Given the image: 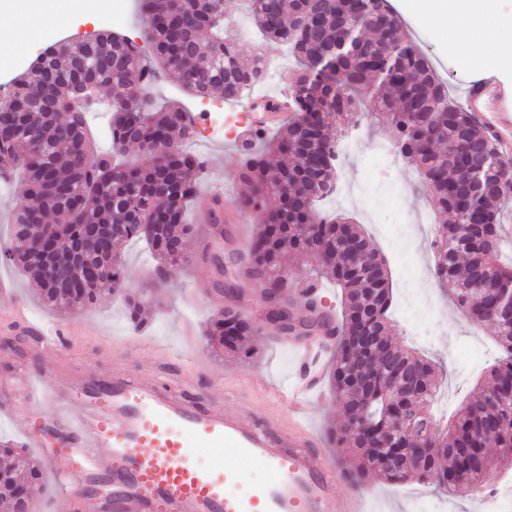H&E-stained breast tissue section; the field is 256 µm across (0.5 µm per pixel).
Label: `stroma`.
Returning <instances> with one entry per match:
<instances>
[{"label": "stroma", "mask_w": 512, "mask_h": 512, "mask_svg": "<svg viewBox=\"0 0 512 512\" xmlns=\"http://www.w3.org/2000/svg\"><path fill=\"white\" fill-rule=\"evenodd\" d=\"M107 27L125 35L143 55H150L151 46L143 37L137 4L135 0H125V9L118 22L108 24L100 16L92 22L74 18L49 28L42 38L20 42L8 61H0V96L10 94L15 80L51 42L82 39ZM407 34L447 82L450 97L459 98L463 77L483 75L484 70L478 63L452 58L445 37L437 30L412 23ZM153 93L158 101H179L192 113L196 121V136L188 150L206 161V167L199 176V191L203 194L221 193L225 207H232L234 199L246 193L247 186L239 177L238 167L226 165L224 158L228 155L242 157L258 145L255 138L246 134L254 118L250 100L229 103L217 94L199 99L182 92L175 78L164 72L155 78ZM218 107L234 113L236 122L224 137L213 138L202 119L205 112ZM349 134L360 138L362 147L356 156L343 160L338 170L339 178L353 188L354 194L337 202L336 212L354 218L371 238H378L377 228L363 204V195L374 192L383 178L398 188L395 204L403 215L413 216L421 210H432L431 197L421 178L405 161L396 160L384 177L372 165L370 154L375 144L391 139L384 115H376L370 121L361 120ZM185 221L195 228L194 235L185 244L187 261L159 289L158 300L145 301L143 326L132 324L124 295L106 294L104 301L94 308L75 313L65 314L50 309L41 303L26 276L14 266L2 262L0 308L19 301L45 319L69 325L84 361L95 367L115 362L127 375L138 376L149 366L156 365L172 376L190 380L186 396L196 407L206 408L222 400L225 389L231 387L251 412L263 413L267 405L262 386L278 384L280 379L294 373V358L287 345L282 343L280 334L267 327L258 337L257 354L249 360L217 354L208 344L205 327L224 306L247 303L246 318L259 322L263 288L255 281L242 280L238 282L235 294L218 293L213 286L216 271L211 262V224L207 205L199 201L190 206ZM409 260L418 269L412 282L419 291L417 313L421 316L433 314L440 336L435 347H427L413 335L410 320L398 315L394 318L396 328L392 341L397 345L428 350L441 364L442 382L452 393L455 404H462L477 392L482 381L481 374H472L461 368L465 358L474 352L470 349V342L475 338L481 339L482 344L475 352L479 353L482 363H490L496 356L494 330L485 323L475 324L458 312L453 304V286L431 277L434 258L431 251L425 250L422 240H415ZM319 387L322 399L309 414L319 448L331 462L353 470L349 452L337 448L331 435L332 427L342 421L339 405L327 381H320ZM340 489L344 492L363 491L374 512H422L423 505L428 502L435 504L437 512H475L472 498L451 496L434 486L411 480L389 485L366 475L341 484Z\"/></svg>", "instance_id": "stroma-1"}]
</instances>
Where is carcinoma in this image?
<instances>
[{"label": "carcinoma", "instance_id": "1", "mask_svg": "<svg viewBox=\"0 0 512 512\" xmlns=\"http://www.w3.org/2000/svg\"><path fill=\"white\" fill-rule=\"evenodd\" d=\"M146 40L155 64L140 57L125 37L104 30L92 40H66L44 49L18 79L12 95L0 99L10 127L0 136V179L24 175L22 201L11 224V237L0 241V260L21 269L38 287L48 306L76 311L99 303L108 284L124 291L125 264L118 247L144 242L156 261L147 290L164 286L183 252L166 248L194 233L184 211L197 195L196 164L183 144L195 135L186 109L158 107L145 76L153 66L177 74L189 93L204 98L218 93L226 102L252 96L263 82L262 53L245 67L244 45L224 33V0H139ZM249 14L269 47L284 45L300 63L290 90L266 101L271 111L288 115L268 145L247 157L241 174L249 193L236 200L242 209L262 212L247 255L224 265L215 259L222 279L245 278L266 285L265 320L291 315L303 307L313 325L330 323L311 283L297 300L288 297L285 261L310 258L322 274L344 290L341 325L334 327L329 381L343 415L337 443L358 449L360 471L395 484L398 475L455 493V480L444 460L453 456L477 492L486 490L485 474L512 458V314L499 304V290L512 289V264L500 263V211L512 203V159L492 167L504 179L503 190L474 200L469 170L455 152L464 145L474 162L486 163L482 148L488 131L465 108L448 98V85L429 59L402 33L401 20L372 0H245ZM374 87L373 111L387 115L395 147L424 179L440 213L451 222L435 225L431 242L433 275L455 284L457 310L475 323L496 328L499 356L486 368L484 388L456 412L434 447L408 463L402 448L391 444L388 430L407 403L394 374L413 375L420 392L404 439L429 428L423 415L437 387V361L389 339L392 293L383 258L359 225L343 215H323L317 203L333 193L336 156L329 119L340 127L353 121L355 92ZM116 92L110 112L113 152L137 144L141 160L125 169L133 181L112 176V152H99L83 114L70 108L81 90ZM140 100L143 109L127 105ZM171 149L159 155L155 143ZM274 196L279 204L268 209ZM320 225L316 238L307 225ZM255 326L233 307L220 309L208 336L227 352L245 359L247 338ZM498 448V457L487 449ZM13 458L0 467V502L13 512H32L29 496L17 487L41 469L21 449L0 443Z\"/></svg>", "mask_w": 512, "mask_h": 512}]
</instances>
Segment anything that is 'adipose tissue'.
<instances>
[{
  "instance_id": "obj_1",
  "label": "adipose tissue",
  "mask_w": 512,
  "mask_h": 512,
  "mask_svg": "<svg viewBox=\"0 0 512 512\" xmlns=\"http://www.w3.org/2000/svg\"><path fill=\"white\" fill-rule=\"evenodd\" d=\"M502 0H417L415 21L443 32L451 49L462 57L483 59L485 66L512 70V50L499 41L512 30V11ZM76 0H0V57L15 41L39 24L64 22L76 10Z\"/></svg>"
}]
</instances>
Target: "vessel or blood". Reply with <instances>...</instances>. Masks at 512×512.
<instances>
[{"label": "vessel or blood", "instance_id": "1", "mask_svg": "<svg viewBox=\"0 0 512 512\" xmlns=\"http://www.w3.org/2000/svg\"><path fill=\"white\" fill-rule=\"evenodd\" d=\"M462 88L468 112L511 153L512 107L498 100L489 79L469 78ZM5 315L34 331L42 349L64 350L61 325L18 302ZM287 342L298 373L274 390L287 407L283 422L245 415L232 392L223 404L198 409L181 381L155 368L136 380L116 371L86 380L60 375L51 385L32 368L21 381L0 383V416L55 478L51 512H365L362 492L339 493L334 464L314 449L307 414L319 397L325 339L315 331ZM98 448L107 458L95 456ZM202 448L216 451L212 463L197 462ZM228 455L235 466H225ZM247 464L266 476L233 492Z\"/></svg>", "mask_w": 512, "mask_h": 512}]
</instances>
